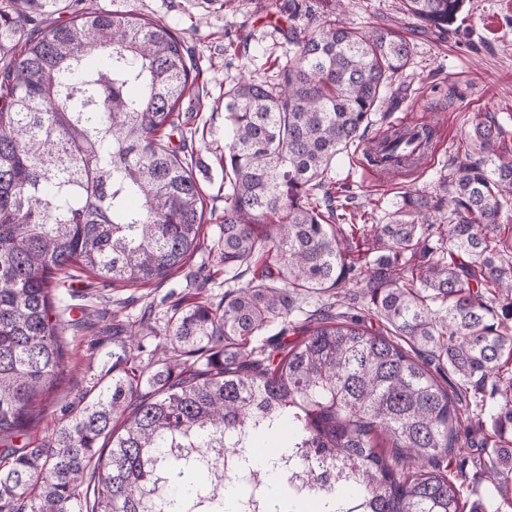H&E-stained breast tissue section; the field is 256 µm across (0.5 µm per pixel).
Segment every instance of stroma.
<instances>
[{"label":"stroma","mask_w":512,"mask_h":512,"mask_svg":"<svg viewBox=\"0 0 512 512\" xmlns=\"http://www.w3.org/2000/svg\"><path fill=\"white\" fill-rule=\"evenodd\" d=\"M109 11L133 10L160 21L183 37L200 78L181 105L187 154L206 203L204 245L180 269L160 284L122 288L86 271L56 285L55 311L67 322L69 363L64 378L40 403L47 413L35 436L43 438L64 421L66 408L112 367L126 336L114 335L117 324L150 315L157 325L169 318L171 304L181 296L220 298L224 265L219 261V227L224 213V174L217 156L224 151L226 122L217 102L234 76L275 80L293 51L288 41L287 14L258 9L256 0H97ZM321 19H340L361 30L384 25L412 44L411 62L401 78L389 85L366 132L374 138L392 121L412 114L434 125L439 148L433 164L388 182L366 174L362 144L338 154L330 178L352 196L358 210L370 212L383 224L395 210L402 192L438 191L452 159L463 152L468 134L484 113H494L512 150V0H466L454 29L445 37L424 32L408 15L402 0H347L335 15L332 0H308Z\"/></svg>","instance_id":"stroma-1"}]
</instances>
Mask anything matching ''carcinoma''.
I'll return each mask as SVG.
<instances>
[{"mask_svg":"<svg viewBox=\"0 0 512 512\" xmlns=\"http://www.w3.org/2000/svg\"><path fill=\"white\" fill-rule=\"evenodd\" d=\"M290 2L312 27H288L279 79L224 90L219 246L224 273L248 280L182 300L161 330L139 324L112 378L30 448L35 400L68 365L54 280L76 266L114 286L166 278L202 247L205 198L163 138L196 82L183 38L93 6L33 29L61 0H0V512H512L503 130L485 115L440 192H404L360 249L355 219L369 220L329 172L411 46ZM402 2L444 35L465 0ZM284 431L279 493L233 471Z\"/></svg>","mask_w":512,"mask_h":512,"instance_id":"carcinoma-1","label":"carcinoma"}]
</instances>
